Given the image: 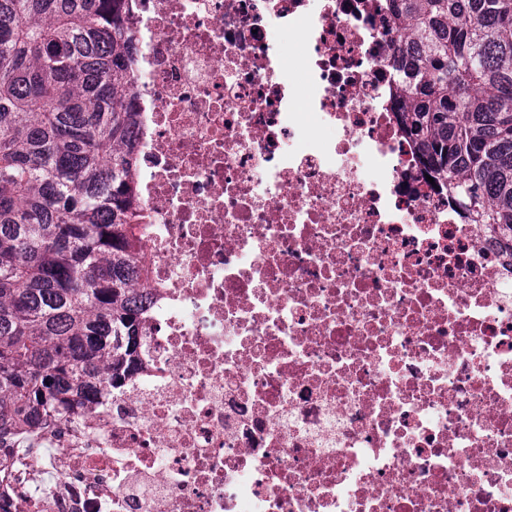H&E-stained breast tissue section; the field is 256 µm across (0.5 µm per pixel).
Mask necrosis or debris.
I'll return each mask as SVG.
<instances>
[{"label": "necrosis or debris", "instance_id": "obj_1", "mask_svg": "<svg viewBox=\"0 0 512 512\" xmlns=\"http://www.w3.org/2000/svg\"><path fill=\"white\" fill-rule=\"evenodd\" d=\"M377 5L134 0L139 367L11 512H512V252L427 180Z\"/></svg>", "mask_w": 512, "mask_h": 512}]
</instances>
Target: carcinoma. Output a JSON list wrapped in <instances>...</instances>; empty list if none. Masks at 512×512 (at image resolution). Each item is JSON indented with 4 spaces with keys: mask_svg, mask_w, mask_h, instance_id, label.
I'll return each mask as SVG.
<instances>
[{
    "mask_svg": "<svg viewBox=\"0 0 512 512\" xmlns=\"http://www.w3.org/2000/svg\"><path fill=\"white\" fill-rule=\"evenodd\" d=\"M129 0H0V451L128 377ZM399 122L461 224L512 249V0H381Z\"/></svg>",
    "mask_w": 512,
    "mask_h": 512,
    "instance_id": "obj_1",
    "label": "carcinoma"
}]
</instances>
